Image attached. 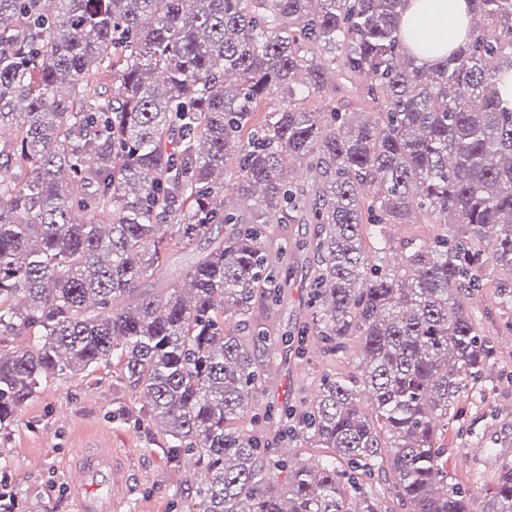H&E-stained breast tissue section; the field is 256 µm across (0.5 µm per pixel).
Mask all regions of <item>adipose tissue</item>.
Listing matches in <instances>:
<instances>
[{
  "label": "adipose tissue",
  "instance_id": "adipose-tissue-1",
  "mask_svg": "<svg viewBox=\"0 0 512 512\" xmlns=\"http://www.w3.org/2000/svg\"><path fill=\"white\" fill-rule=\"evenodd\" d=\"M471 16L470 0H405L402 43L421 61L435 62L465 43Z\"/></svg>",
  "mask_w": 512,
  "mask_h": 512
}]
</instances>
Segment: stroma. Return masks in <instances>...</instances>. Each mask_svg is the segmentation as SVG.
Masks as SVG:
<instances>
[{"label":"stroma","instance_id":"1","mask_svg":"<svg viewBox=\"0 0 512 512\" xmlns=\"http://www.w3.org/2000/svg\"><path fill=\"white\" fill-rule=\"evenodd\" d=\"M314 271L312 256L301 255L280 307L284 329L300 334L309 323L307 301ZM473 317L497 348L481 378L469 382L448 412L439 439L448 450V474L471 496L473 512H490L488 490L495 476L471 463L479 449L512 437V301L487 285L470 302ZM360 344L350 338L342 356L325 353L316 340L305 346L273 345L270 375L245 425L272 455H280L282 428L312 399L327 373H357ZM107 440L123 456L129 482L121 512H201L193 493L197 481L172 459L146 401L120 375L115 361L88 372L44 381L21 405L14 422L0 429V485L16 512H75L67 494L66 460L86 441Z\"/></svg>","mask_w":512,"mask_h":512}]
</instances>
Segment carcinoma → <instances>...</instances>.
<instances>
[{"label":"carcinoma","mask_w":512,"mask_h":512,"mask_svg":"<svg viewBox=\"0 0 512 512\" xmlns=\"http://www.w3.org/2000/svg\"><path fill=\"white\" fill-rule=\"evenodd\" d=\"M471 2L469 40L424 66L403 0H0V427L47 378L115 355L195 457L203 512H382L358 470L411 512H471L435 443L495 353L468 300L512 286V0ZM334 72L372 113L306 107ZM417 211L432 237L387 239ZM298 219L321 227L311 328L334 355L359 337L364 366L321 378L297 436L329 458L280 487L284 461L240 421L267 341L291 340L275 303ZM218 224L189 289L139 290L162 246ZM491 501L512 512V467Z\"/></svg>","instance_id":"carcinoma-1"}]
</instances>
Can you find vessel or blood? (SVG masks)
<instances>
[{
  "label": "vessel or blood",
  "instance_id": "vessel-or-blood-1",
  "mask_svg": "<svg viewBox=\"0 0 512 512\" xmlns=\"http://www.w3.org/2000/svg\"><path fill=\"white\" fill-rule=\"evenodd\" d=\"M67 475L76 512H119L125 464L107 443L91 442L76 449Z\"/></svg>",
  "mask_w": 512,
  "mask_h": 512
}]
</instances>
